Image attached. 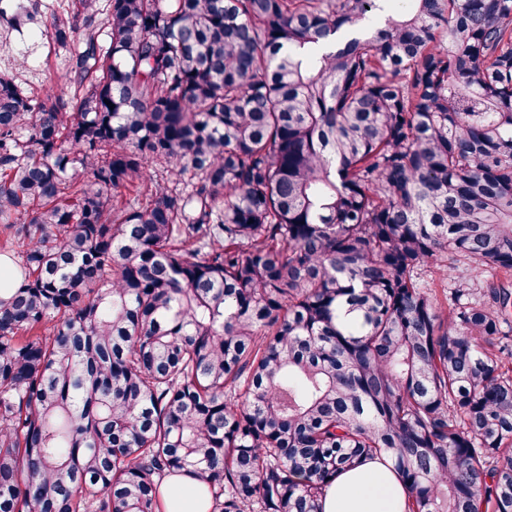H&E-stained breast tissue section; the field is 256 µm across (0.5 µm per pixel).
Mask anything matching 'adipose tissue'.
Returning a JSON list of instances; mask_svg holds the SVG:
<instances>
[{
  "label": "adipose tissue",
  "mask_w": 512,
  "mask_h": 512,
  "mask_svg": "<svg viewBox=\"0 0 512 512\" xmlns=\"http://www.w3.org/2000/svg\"><path fill=\"white\" fill-rule=\"evenodd\" d=\"M164 512H209V500L188 473L167 478ZM402 482L382 458L364 460L358 467L340 472L328 484L322 512H405Z\"/></svg>",
  "instance_id": "obj_1"
}]
</instances>
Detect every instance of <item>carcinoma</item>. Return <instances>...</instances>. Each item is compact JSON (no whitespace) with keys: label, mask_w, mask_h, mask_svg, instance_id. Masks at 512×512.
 <instances>
[{"label":"carcinoma","mask_w":512,"mask_h":512,"mask_svg":"<svg viewBox=\"0 0 512 512\" xmlns=\"http://www.w3.org/2000/svg\"><path fill=\"white\" fill-rule=\"evenodd\" d=\"M387 2L74 0L69 98L0 75V512H322L375 457L512 512V0ZM164 512H208L209 500L197 481L183 472L167 478Z\"/></svg>","instance_id":"cac0c4a2"}]
</instances>
